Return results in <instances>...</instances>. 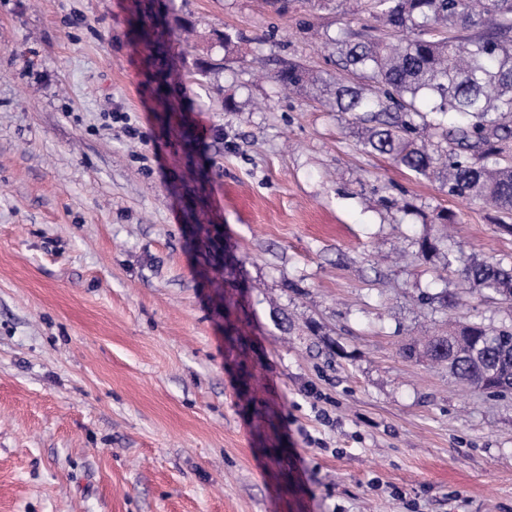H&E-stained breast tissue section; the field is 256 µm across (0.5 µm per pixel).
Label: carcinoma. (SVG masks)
<instances>
[{
  "label": "carcinoma",
  "instance_id": "carcinoma-1",
  "mask_svg": "<svg viewBox=\"0 0 512 512\" xmlns=\"http://www.w3.org/2000/svg\"><path fill=\"white\" fill-rule=\"evenodd\" d=\"M352 8L396 40H336L346 76L332 84L296 64L278 81L293 90L316 85L321 95L334 86L336 111L353 117L363 149L511 216L512 44L504 37L512 0H354ZM444 260L470 287L512 303V266L451 251ZM403 354L428 358L474 391L512 390L503 370L512 324H450L444 335L411 340Z\"/></svg>",
  "mask_w": 512,
  "mask_h": 512
}]
</instances>
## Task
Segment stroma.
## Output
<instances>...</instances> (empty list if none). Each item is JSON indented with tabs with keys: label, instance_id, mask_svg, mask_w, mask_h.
<instances>
[{
	"label": "stroma",
	"instance_id": "stroma-1",
	"mask_svg": "<svg viewBox=\"0 0 512 512\" xmlns=\"http://www.w3.org/2000/svg\"><path fill=\"white\" fill-rule=\"evenodd\" d=\"M365 23L0 0V512H512V395L400 353L512 321L421 240L512 235L276 80Z\"/></svg>",
	"mask_w": 512,
	"mask_h": 512
}]
</instances>
